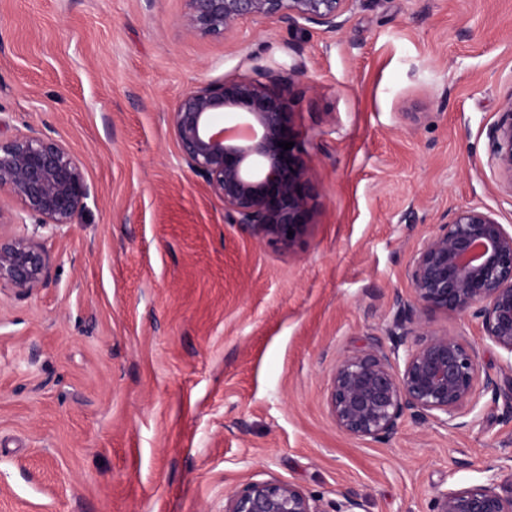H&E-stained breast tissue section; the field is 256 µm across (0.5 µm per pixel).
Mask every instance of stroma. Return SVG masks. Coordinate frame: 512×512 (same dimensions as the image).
<instances>
[{
  "label": "stroma",
  "mask_w": 512,
  "mask_h": 512,
  "mask_svg": "<svg viewBox=\"0 0 512 512\" xmlns=\"http://www.w3.org/2000/svg\"><path fill=\"white\" fill-rule=\"evenodd\" d=\"M182 0H0V136L83 163L74 224L43 232L37 293L0 291V512H224L272 477L335 512H430L512 456V406L449 432L342 433L336 362L391 346L423 242L458 209L512 226L489 131L512 94V0H350L339 31L178 24ZM303 68L296 148L318 195L290 250L224 221L168 124L191 88ZM432 329L501 352L474 319Z\"/></svg>",
  "instance_id": "obj_1"
}]
</instances>
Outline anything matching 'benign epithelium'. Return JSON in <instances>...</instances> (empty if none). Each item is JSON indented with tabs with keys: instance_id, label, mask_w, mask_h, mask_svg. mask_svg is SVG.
Here are the masks:
<instances>
[{
	"instance_id": "obj_1",
	"label": "benign epithelium",
	"mask_w": 512,
	"mask_h": 512,
	"mask_svg": "<svg viewBox=\"0 0 512 512\" xmlns=\"http://www.w3.org/2000/svg\"><path fill=\"white\" fill-rule=\"evenodd\" d=\"M349 0H184L179 25L200 37L238 36L245 20L286 27L308 24L336 31ZM298 67L284 77L254 68L198 85L168 113L182 159L224 203L229 224L288 250L304 225L315 187L289 140L290 96ZM234 124L224 125V114ZM491 162L512 197V93L501 103L491 133ZM33 220L30 234L0 232V288L30 295L45 286L52 258L39 230L73 223L88 196L82 162L62 140L33 128L0 138V194ZM293 236H288V232ZM413 302L398 300L391 335L336 362L328 405L344 434L374 441L397 434L404 419L447 431L466 425L480 400L512 401V230L489 212L467 207L451 214L409 266ZM481 322L483 337L502 352L506 373L493 374L480 348L428 326L437 313ZM224 512H324L301 486L279 479L252 481L231 492ZM431 512H512V464L485 483L436 492Z\"/></svg>"
}]
</instances>
